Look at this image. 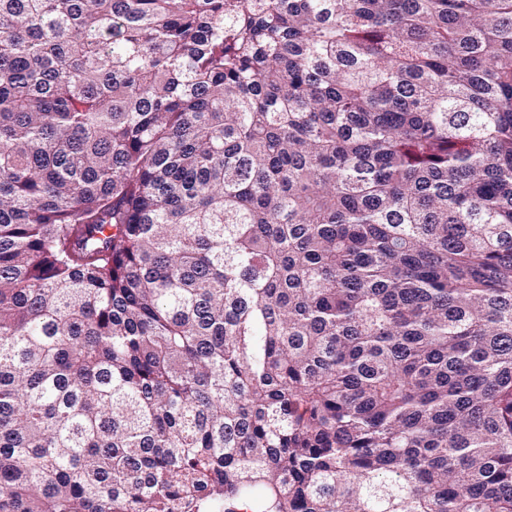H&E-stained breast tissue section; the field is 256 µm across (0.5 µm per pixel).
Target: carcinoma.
<instances>
[{"label":"carcinoma","mask_w":512,"mask_h":512,"mask_svg":"<svg viewBox=\"0 0 512 512\" xmlns=\"http://www.w3.org/2000/svg\"><path fill=\"white\" fill-rule=\"evenodd\" d=\"M512 512V0H0V512Z\"/></svg>","instance_id":"obj_1"}]
</instances>
